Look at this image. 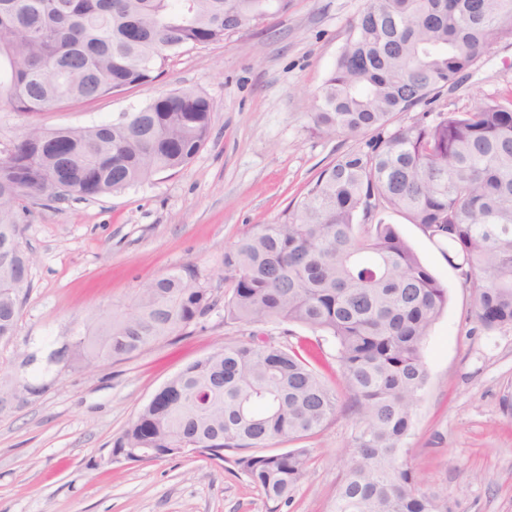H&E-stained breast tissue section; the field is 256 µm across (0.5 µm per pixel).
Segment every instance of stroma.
Instances as JSON below:
<instances>
[{"instance_id":"35a3bbf8","label":"stroma","mask_w":512,"mask_h":512,"mask_svg":"<svg viewBox=\"0 0 512 512\" xmlns=\"http://www.w3.org/2000/svg\"><path fill=\"white\" fill-rule=\"evenodd\" d=\"M363 2L291 0L287 12L223 42L168 54L155 81L132 91L32 116L0 109L6 143L32 122L116 121L177 88L202 91L215 105L209 140L188 165L121 192L50 201L22 217L31 286L14 336L0 340V376L25 390L0 407V512H269L262 490L232 463L203 456L112 463L108 455L185 365L254 333L294 345L307 328L245 325L226 318L219 301L199 323L127 360L75 368L47 356L182 265L194 264L223 296L225 249L247 226L279 222L317 172L353 143L313 131L307 114ZM479 90H512L511 40L436 106L467 109ZM384 219L448 292L424 347L427 382L403 456L425 488L446 495L450 512H512V416L501 403L512 390V327L482 330L471 315L472 285L449 263L446 246L402 214ZM355 431V416L342 408L302 440L313 463L280 512H331Z\"/></svg>"}]
</instances>
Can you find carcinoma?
Returning a JSON list of instances; mask_svg holds the SVG:
<instances>
[{"label":"carcinoma","mask_w":512,"mask_h":512,"mask_svg":"<svg viewBox=\"0 0 512 512\" xmlns=\"http://www.w3.org/2000/svg\"><path fill=\"white\" fill-rule=\"evenodd\" d=\"M289 0H0V109L35 114L152 82L181 47L218 43L240 19ZM512 0H364L315 96L312 127L354 144L326 164L285 219L246 230L224 251L227 315L301 325L336 342L347 409L359 415L333 512H448L402 458L427 380L423 348L447 289L381 214H404L448 245L472 283L471 312L491 332L512 326V94H476L465 110L393 125L434 103L503 40ZM214 103L162 94L91 128L28 124L0 143V338L14 335L32 258L20 213L42 198H93L187 165L205 146ZM373 135L367 139V132ZM216 300L197 267L161 274L132 309L101 319L73 361H121L204 318ZM310 350L259 336L230 341L175 374L114 442L154 458H224L258 486L270 512L289 503L312 463L307 448L340 394Z\"/></svg>","instance_id":"cac0c4a2"}]
</instances>
